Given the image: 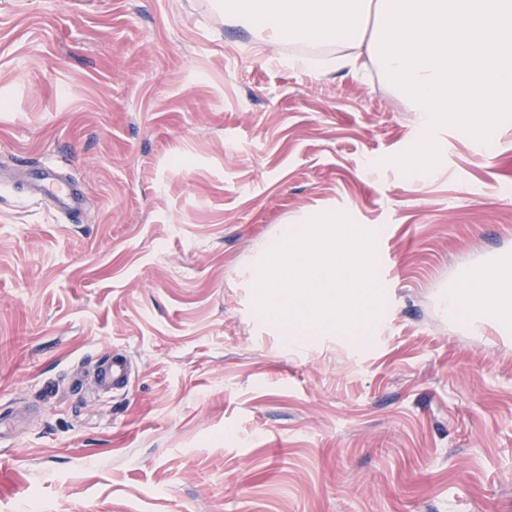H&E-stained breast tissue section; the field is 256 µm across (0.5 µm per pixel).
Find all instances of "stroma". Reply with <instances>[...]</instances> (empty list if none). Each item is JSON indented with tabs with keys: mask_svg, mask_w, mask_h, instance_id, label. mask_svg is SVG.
I'll return each mask as SVG.
<instances>
[{
	"mask_svg": "<svg viewBox=\"0 0 512 512\" xmlns=\"http://www.w3.org/2000/svg\"><path fill=\"white\" fill-rule=\"evenodd\" d=\"M290 54L214 0H0V512H512V332L439 305L512 254V121L410 188L378 66ZM47 161L78 222L14 175ZM324 211L384 232L386 319L293 350L242 270ZM130 378L131 367L127 358L112 356L98 371L96 382L100 390L110 392L126 388Z\"/></svg>",
	"mask_w": 512,
	"mask_h": 512,
	"instance_id": "stroma-1",
	"label": "stroma"
}]
</instances>
